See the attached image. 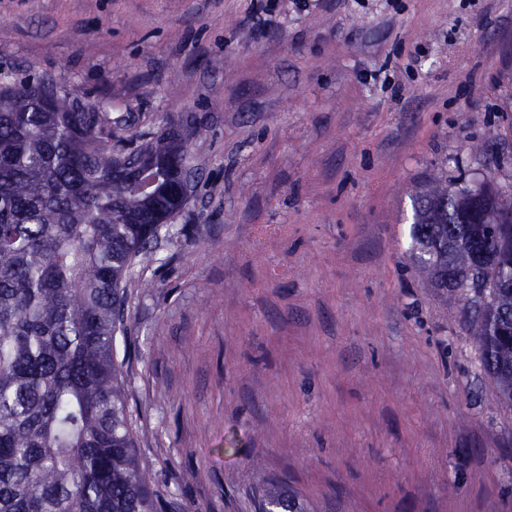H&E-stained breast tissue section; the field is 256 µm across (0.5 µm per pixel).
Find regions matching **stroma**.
<instances>
[{
	"label": "stroma",
	"instance_id": "1",
	"mask_svg": "<svg viewBox=\"0 0 512 512\" xmlns=\"http://www.w3.org/2000/svg\"><path fill=\"white\" fill-rule=\"evenodd\" d=\"M0 73L187 146L117 338L177 512H512V409L407 253L432 174L512 183V0H0ZM260 512H306L304 503L293 494H285L274 486L268 488L259 504Z\"/></svg>",
	"mask_w": 512,
	"mask_h": 512
}]
</instances>
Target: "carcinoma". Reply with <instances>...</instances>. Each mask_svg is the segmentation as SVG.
<instances>
[{
    "instance_id": "carcinoma-1",
    "label": "carcinoma",
    "mask_w": 512,
    "mask_h": 512,
    "mask_svg": "<svg viewBox=\"0 0 512 512\" xmlns=\"http://www.w3.org/2000/svg\"><path fill=\"white\" fill-rule=\"evenodd\" d=\"M38 81L0 77V512H173L137 453L115 334L133 260H154L158 198L112 182V122ZM409 256L451 292L480 371L512 408V183L438 178L414 199ZM259 512H306L268 488Z\"/></svg>"
}]
</instances>
